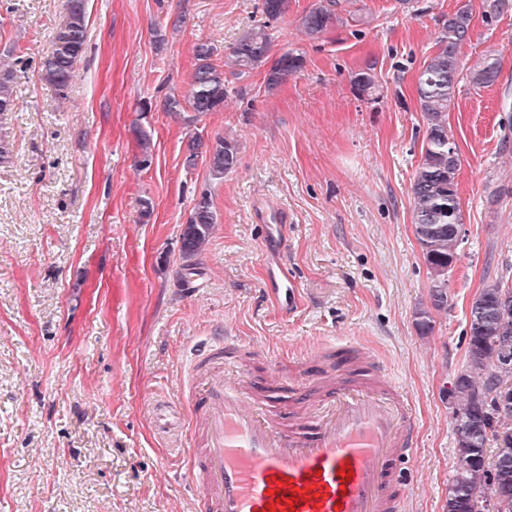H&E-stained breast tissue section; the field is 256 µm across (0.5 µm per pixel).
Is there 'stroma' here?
<instances>
[{"label":"stroma","instance_id":"stroma-1","mask_svg":"<svg viewBox=\"0 0 512 512\" xmlns=\"http://www.w3.org/2000/svg\"><path fill=\"white\" fill-rule=\"evenodd\" d=\"M316 2L290 0L270 21L262 0H88L87 49L62 98L40 68L68 0H0V54L19 76L0 165V512H195L181 384L196 349L222 336L291 359L333 342L371 351L418 420L410 512H446L448 386L467 361L470 305L487 279L512 280V12L336 0L342 24L311 39L297 20ZM465 4L461 65L490 57L500 75L484 88L461 78L448 114L464 234L438 311L413 223L426 131L416 87L442 19ZM263 23L272 56L302 55L296 73L272 90L264 70L228 73L223 110L164 112L187 93L195 43L213 41L220 66ZM367 68L377 90L361 98L352 79ZM139 127L153 143L146 167ZM196 135L235 140L223 179L205 161L185 166ZM204 193L217 223L186 260L181 230ZM270 263L297 290L290 309L264 291Z\"/></svg>","mask_w":512,"mask_h":512}]
</instances>
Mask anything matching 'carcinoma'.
Returning <instances> with one entry per match:
<instances>
[{
  "instance_id": "carcinoma-1",
  "label": "carcinoma",
  "mask_w": 512,
  "mask_h": 512,
  "mask_svg": "<svg viewBox=\"0 0 512 512\" xmlns=\"http://www.w3.org/2000/svg\"><path fill=\"white\" fill-rule=\"evenodd\" d=\"M335 5L336 0H327L302 14L299 25L304 33L316 38L335 27L340 22ZM262 8L266 17L279 19L288 13L289 0H263ZM471 21L472 14L465 6L444 18L436 38V53L417 78V102L425 121L426 138L413 175L411 196L415 236L432 277L430 297L435 309L447 307L448 269L459 256L456 227L462 220L456 178L460 159L458 152H450L455 144L448 131V112L454 105L461 74L460 48L469 39ZM87 38L86 0H68L66 18L55 33L51 51L43 57L40 70L41 80L62 98L67 97ZM271 46L267 26H256L231 47L225 64L240 77L265 68L267 88L273 89L301 68L303 58L286 51L271 61ZM216 51L210 40L196 43L189 91L182 99L176 95L166 98L165 111L180 113L185 101L199 115L224 109V71L212 63ZM498 74L497 63L485 60L470 70L469 81L475 88L488 87ZM17 79V70L0 61V121L14 109ZM352 84L359 97H369L377 89L375 78L368 71L357 73ZM202 154L208 157L216 179L232 170L238 161L235 143L226 138L208 146L202 139L192 138L187 145L185 164L195 166ZM216 223L211 201L203 194L195 200L182 228L184 258L204 250ZM510 290L512 285L495 280L471 303L466 331L468 360L460 371L457 400L461 407L455 418L457 465L464 464L466 469L453 476L456 488L448 493L447 512H485L481 488L487 484L503 495V512H512V408L499 407L502 397L512 398V364L497 370L486 368L495 354L497 340L506 336L512 341V303L506 310L501 307L502 295Z\"/></svg>"
}]
</instances>
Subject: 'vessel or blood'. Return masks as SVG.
Masks as SVG:
<instances>
[{
  "instance_id": "obj_1",
  "label": "vessel or blood",
  "mask_w": 512,
  "mask_h": 512,
  "mask_svg": "<svg viewBox=\"0 0 512 512\" xmlns=\"http://www.w3.org/2000/svg\"><path fill=\"white\" fill-rule=\"evenodd\" d=\"M275 298L291 295L270 267ZM253 346L205 343L190 365V482L196 512H408L402 473L417 459L405 389L357 344H325L297 361L289 418L239 363Z\"/></svg>"
}]
</instances>
